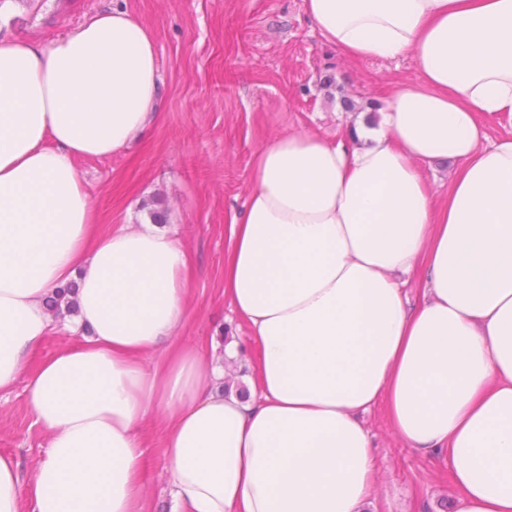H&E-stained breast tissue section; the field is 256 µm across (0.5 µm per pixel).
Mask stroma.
Listing matches in <instances>:
<instances>
[{
  "mask_svg": "<svg viewBox=\"0 0 512 512\" xmlns=\"http://www.w3.org/2000/svg\"><path fill=\"white\" fill-rule=\"evenodd\" d=\"M117 5L156 35L161 118L128 152L81 161L83 187L107 227L138 226L164 205L199 267L183 343L241 335L220 293L224 224L248 195L255 151L300 127L341 136L352 111H380L397 86L416 81V63L409 54L350 59L313 28L304 0H36L0 35L57 38ZM365 421L378 473L365 512H443L457 499L447 464L404 446L383 406ZM45 444L22 389L1 399L0 451L19 457L24 476Z\"/></svg>",
  "mask_w": 512,
  "mask_h": 512,
  "instance_id": "35a3bbf8",
  "label": "stroma"
}]
</instances>
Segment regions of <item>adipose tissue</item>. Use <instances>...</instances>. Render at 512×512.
<instances>
[{
    "label": "adipose tissue",
    "instance_id": "ef3b65f1",
    "mask_svg": "<svg viewBox=\"0 0 512 512\" xmlns=\"http://www.w3.org/2000/svg\"><path fill=\"white\" fill-rule=\"evenodd\" d=\"M353 59L412 54L417 83L341 137L262 145L225 226L238 338L180 342L191 256L157 224L103 229L76 168L159 120L155 36L122 7L49 40L0 38V395L47 436L30 479L0 452V512H360L362 413L439 456L460 512H512V0H304ZM448 160L447 191L421 165ZM419 272L409 305L399 274ZM68 288L60 313L47 305ZM76 340L38 352L56 330ZM147 432L152 436V448L148 450V485L146 490L148 495L158 508L157 511L163 512V501L166 489V469L165 461L161 455L159 447V429L154 421L146 425Z\"/></svg>",
    "mask_w": 512,
    "mask_h": 512
}]
</instances>
